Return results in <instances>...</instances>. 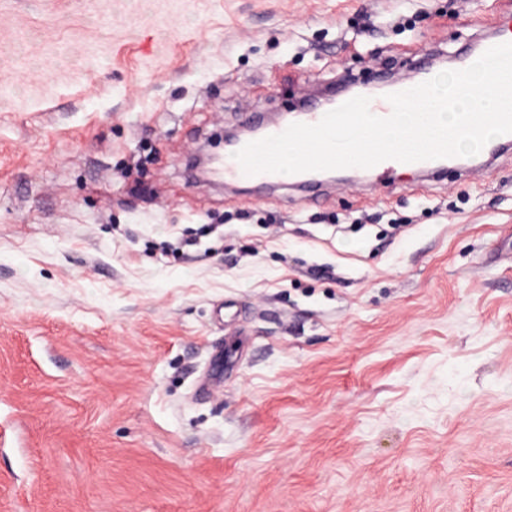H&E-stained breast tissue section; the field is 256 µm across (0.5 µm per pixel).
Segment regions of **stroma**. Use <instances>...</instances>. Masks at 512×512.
Segmentation results:
<instances>
[{"label":"stroma","mask_w":512,"mask_h":512,"mask_svg":"<svg viewBox=\"0 0 512 512\" xmlns=\"http://www.w3.org/2000/svg\"><path fill=\"white\" fill-rule=\"evenodd\" d=\"M512 0H0V512H512V150L202 178ZM248 143L250 142L240 143L225 150V155L229 156L231 160L224 162V179L236 182L281 180L283 173H260L250 176L243 172L240 164L235 160L234 154Z\"/></svg>","instance_id":"obj_1"}]
</instances>
